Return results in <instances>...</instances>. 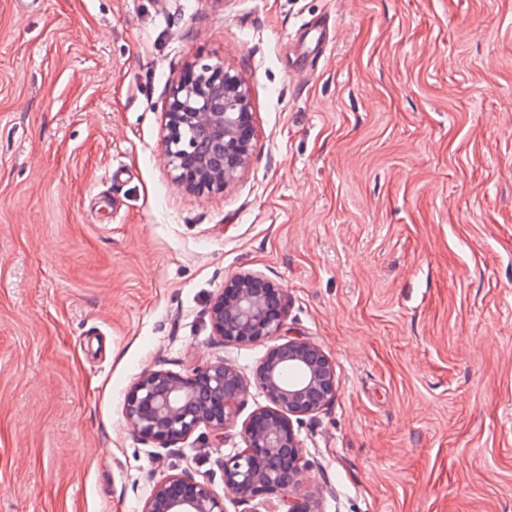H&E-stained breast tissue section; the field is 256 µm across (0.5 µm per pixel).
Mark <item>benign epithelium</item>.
I'll return each mask as SVG.
<instances>
[{"label": "benign epithelium", "instance_id": "1", "mask_svg": "<svg viewBox=\"0 0 512 512\" xmlns=\"http://www.w3.org/2000/svg\"><path fill=\"white\" fill-rule=\"evenodd\" d=\"M163 151L174 183L190 192L225 191L248 165L256 135L250 89L222 63L195 62L171 86ZM213 334L226 345H250L278 335L284 295L262 273L244 270L224 282L210 307ZM267 405L242 423L241 450L224 457V490L248 505L278 500L286 512H320L316 497H297L303 480L302 446L294 429L336 398V367L316 343L293 337L268 348L253 372ZM246 383L222 361L184 376L144 371L126 394L128 427L169 448L203 427L222 434L237 416ZM143 512H225L224 498L185 474L158 481Z\"/></svg>", "mask_w": 512, "mask_h": 512}]
</instances>
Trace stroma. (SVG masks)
Instances as JSON below:
<instances>
[{"label":"stroma","mask_w":512,"mask_h":512,"mask_svg":"<svg viewBox=\"0 0 512 512\" xmlns=\"http://www.w3.org/2000/svg\"><path fill=\"white\" fill-rule=\"evenodd\" d=\"M201 57L244 77L257 136L198 195L161 144ZM243 270L336 365L298 495L512 512V0H0V512H142L181 473L245 512L220 463L268 346L208 314ZM216 361L249 381L223 435L127 427L143 370Z\"/></svg>","instance_id":"obj_1"}]
</instances>
